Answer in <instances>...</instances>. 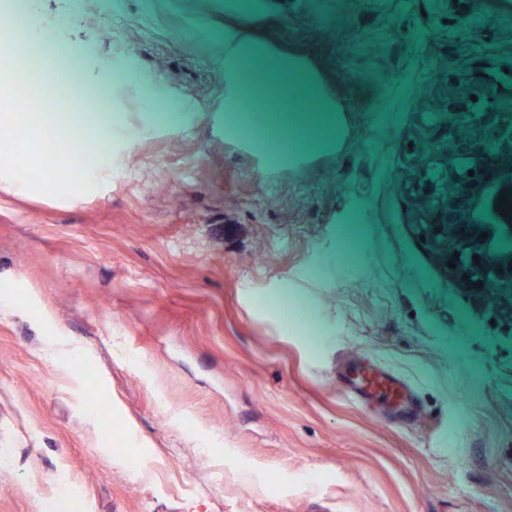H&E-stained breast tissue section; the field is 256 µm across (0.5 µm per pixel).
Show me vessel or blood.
<instances>
[{
	"instance_id": "1",
	"label": "vessel or blood",
	"mask_w": 512,
	"mask_h": 512,
	"mask_svg": "<svg viewBox=\"0 0 512 512\" xmlns=\"http://www.w3.org/2000/svg\"><path fill=\"white\" fill-rule=\"evenodd\" d=\"M341 392L362 402L374 397L384 398L399 415L415 412L406 385L391 373L365 362L350 365L344 374Z\"/></svg>"
}]
</instances>
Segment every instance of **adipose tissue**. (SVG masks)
Returning a JSON list of instances; mask_svg holds the SVG:
<instances>
[{
	"label": "adipose tissue",
	"mask_w": 512,
	"mask_h": 512,
	"mask_svg": "<svg viewBox=\"0 0 512 512\" xmlns=\"http://www.w3.org/2000/svg\"><path fill=\"white\" fill-rule=\"evenodd\" d=\"M275 17L267 0H225V103L232 128L239 131L253 124L251 114L238 111L239 101L254 104L262 94L271 93L279 97V112L270 116L261 145L270 146L274 132L285 129L289 159L342 150L348 136L345 87L332 76L329 57L304 53L289 41L287 28ZM249 57L265 64L261 73L250 78L240 69ZM34 131L49 169H68L73 165L62 144L111 139L112 115L53 112Z\"/></svg>",
	"instance_id": "adipose-tissue-1"
}]
</instances>
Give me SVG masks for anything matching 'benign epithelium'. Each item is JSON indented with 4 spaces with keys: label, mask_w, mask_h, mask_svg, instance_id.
<instances>
[{
    "label": "benign epithelium",
    "mask_w": 512,
    "mask_h": 512,
    "mask_svg": "<svg viewBox=\"0 0 512 512\" xmlns=\"http://www.w3.org/2000/svg\"><path fill=\"white\" fill-rule=\"evenodd\" d=\"M509 123L506 125H489L478 119L471 112H447L438 121L445 124L450 135L444 141L423 134L415 147L417 168L410 171L411 181L424 177L429 170L438 164L452 170H458L461 192L448 191V184L435 185L432 194L418 192L413 195V204L420 213L431 211L432 197L445 195L449 200H458L460 214L464 220L484 226L497 227L503 230V241L492 244L488 253L484 254L486 263L493 269H501L489 283V288H512V248L503 245L512 240V217H503L496 210V201L501 193H512V183L501 182L491 190H485L473 198L468 197L463 189L470 187L469 167L464 159L471 156H481L491 160L498 156L495 148L501 143L512 144V114H508ZM490 202L491 220L481 218L484 202Z\"/></svg>",
    "instance_id": "obj_1"
}]
</instances>
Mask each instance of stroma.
Wrapping results in <instances>:
<instances>
[{"mask_svg": "<svg viewBox=\"0 0 512 512\" xmlns=\"http://www.w3.org/2000/svg\"><path fill=\"white\" fill-rule=\"evenodd\" d=\"M22 2L16 33L32 13L60 36L16 53L14 92L43 100L38 59L58 94L81 87L69 111L115 126L95 185L0 181V512L73 488L81 512H502L512 317L469 286L492 275L471 261L485 241L442 263L403 178L427 113H512V14L422 0L401 41L385 0H276L308 53L316 30L376 35L334 62L344 149L279 162L226 129L224 0ZM362 360L419 419L340 395Z\"/></svg>", "mask_w": 512, "mask_h": 512, "instance_id": "35a3bbf8", "label": "stroma"}]
</instances>
